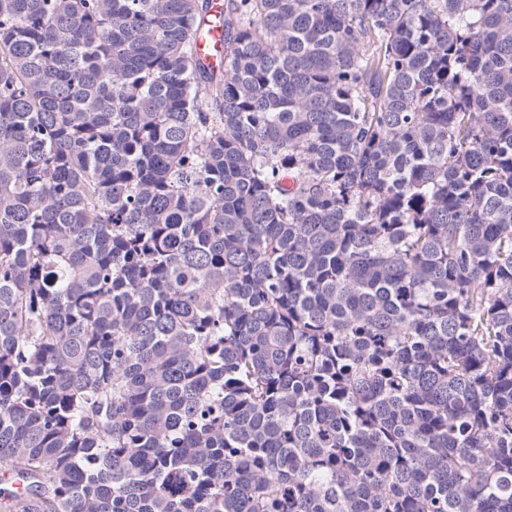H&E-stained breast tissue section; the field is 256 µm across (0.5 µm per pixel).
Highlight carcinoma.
Here are the masks:
<instances>
[{
    "mask_svg": "<svg viewBox=\"0 0 512 512\" xmlns=\"http://www.w3.org/2000/svg\"><path fill=\"white\" fill-rule=\"evenodd\" d=\"M0 480L512 512V0H0ZM223 39V30L219 27H214L210 30L206 37L199 40L196 46L198 55L208 62L215 63L217 56L216 53L220 47V42Z\"/></svg>",
    "mask_w": 512,
    "mask_h": 512,
    "instance_id": "cac0c4a2",
    "label": "carcinoma"
}]
</instances>
